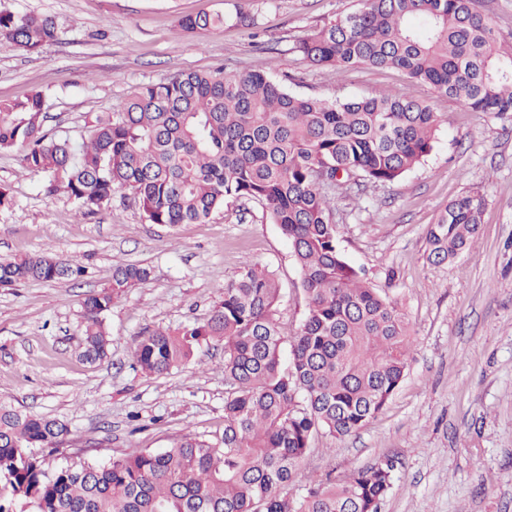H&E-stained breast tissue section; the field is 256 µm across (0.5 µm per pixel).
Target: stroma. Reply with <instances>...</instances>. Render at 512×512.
Here are the masks:
<instances>
[{"label":"stroma","mask_w":512,"mask_h":512,"mask_svg":"<svg viewBox=\"0 0 512 512\" xmlns=\"http://www.w3.org/2000/svg\"><path fill=\"white\" fill-rule=\"evenodd\" d=\"M363 0H0V10L52 17L57 40L27 54L0 48V100L42 96L43 130L79 143L97 116L120 111L140 88L181 71H264L302 97L327 100L401 89L442 115L432 152L398 181L365 184L333 212L346 260L398 301L410 327L406 375L384 411L356 434L316 436L290 485L349 476L378 460L396 465L380 512H512V117L488 118L408 82L392 69L335 71L295 50L309 30ZM244 7L254 28L228 22L192 32L180 18ZM46 173L0 152V258L51 250L78 258V281L0 288V402L65 422L48 455L102 462L181 437L224 430V351L198 350L182 369L149 376L136 342L156 328L202 323L244 261L272 273L275 319L292 335L306 312L287 238L253 200H230L202 224L145 222L127 191L91 210ZM462 194L485 200L481 234L456 259H426L425 229ZM150 269L105 316L107 357L79 358L86 294L107 287L116 264Z\"/></svg>","instance_id":"stroma-1"}]
</instances>
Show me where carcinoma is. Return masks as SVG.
Listing matches in <instances>:
<instances>
[{"label": "carcinoma", "mask_w": 512, "mask_h": 512, "mask_svg": "<svg viewBox=\"0 0 512 512\" xmlns=\"http://www.w3.org/2000/svg\"><path fill=\"white\" fill-rule=\"evenodd\" d=\"M251 14H200L179 25L206 30ZM48 16L0 11V47L37 52L57 38ZM336 71L371 65L431 85L471 112L512 114V44L500 42L473 0H368L295 46ZM42 98L0 101V151L49 175L88 210L132 192L145 220L201 224L229 199L261 203L291 243L307 309L295 335L273 318L272 274L244 262L205 323L141 337L136 364L161 376L211 344L224 349V431L185 435L163 452L108 463L50 467L35 448L68 433L57 419L0 402V512H378L395 465L379 460L348 479H313L288 495L315 435L343 439L382 413L408 367L410 334L398 304L371 288L340 249L329 190L389 184L433 150L443 117L406 93L335 99L290 93L263 71L225 76L182 71L150 83L119 112L96 118L79 145L41 129ZM484 201L451 200L427 226L428 260L454 259L480 235ZM85 272L50 251L0 260V287L60 282ZM150 271L117 265L110 285L82 302L81 355L94 363L110 344L104 314ZM289 344L288 363L282 362Z\"/></svg>", "instance_id": "cac0c4a2"}]
</instances>
